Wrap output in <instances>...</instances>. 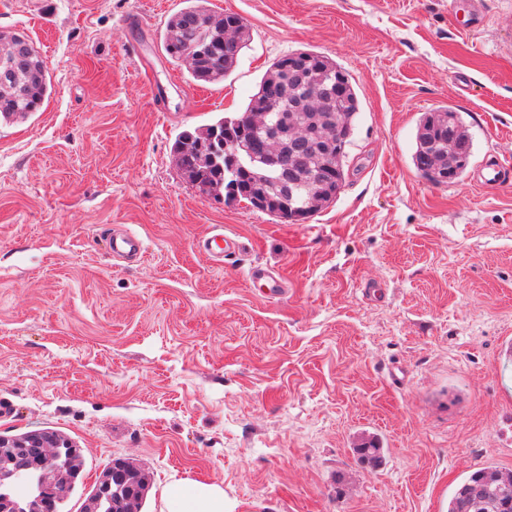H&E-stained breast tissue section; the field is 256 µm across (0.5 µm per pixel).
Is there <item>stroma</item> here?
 <instances>
[{
    "instance_id": "stroma-1",
    "label": "stroma",
    "mask_w": 512,
    "mask_h": 512,
    "mask_svg": "<svg viewBox=\"0 0 512 512\" xmlns=\"http://www.w3.org/2000/svg\"><path fill=\"white\" fill-rule=\"evenodd\" d=\"M185 0H0L52 87L0 123V434L52 431L93 486L149 468L145 512L206 480L226 512H446L473 471L512 470V0H208L250 27L218 84L161 35ZM138 40L156 69L139 70ZM328 57L358 93L345 180L300 224L200 197L179 134L243 111L270 65ZM458 112L469 163L435 186L417 126ZM124 224L143 262L114 265ZM224 230L223 265L195 248ZM260 264L288 291L250 288ZM382 450L372 462L357 449ZM104 241L112 257L127 263H139L145 258L146 246L139 234L131 229L116 230L104 234Z\"/></svg>"
}]
</instances>
